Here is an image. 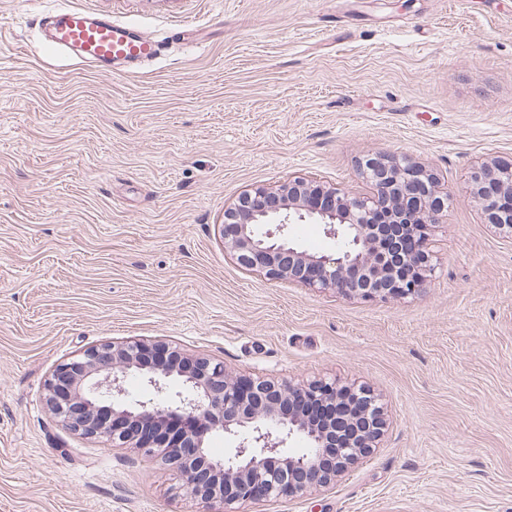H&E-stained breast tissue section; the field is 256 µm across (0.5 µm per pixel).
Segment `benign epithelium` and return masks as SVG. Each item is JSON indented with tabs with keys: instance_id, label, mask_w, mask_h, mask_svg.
<instances>
[{
	"instance_id": "1",
	"label": "benign epithelium",
	"mask_w": 512,
	"mask_h": 512,
	"mask_svg": "<svg viewBox=\"0 0 512 512\" xmlns=\"http://www.w3.org/2000/svg\"><path fill=\"white\" fill-rule=\"evenodd\" d=\"M362 171L370 196L295 177L276 189L254 187L224 210V251L239 265L275 281L364 299L407 298L432 275L431 228L447 211L448 192L434 173L393 156L368 157ZM470 202L487 223L512 234V163L482 162L470 174ZM322 224L330 251L311 253L290 242V224ZM136 376L150 397L134 398ZM181 389L171 391L170 381ZM336 382L303 384L237 376L224 362L189 357L163 342L103 344L56 365L46 384L48 410L70 430L114 446L158 456L181 475L180 491L203 512L235 504L303 496L326 487L369 457L386 419L377 394L336 410ZM333 412L318 423L310 407ZM231 448L211 457L210 437Z\"/></svg>"
}]
</instances>
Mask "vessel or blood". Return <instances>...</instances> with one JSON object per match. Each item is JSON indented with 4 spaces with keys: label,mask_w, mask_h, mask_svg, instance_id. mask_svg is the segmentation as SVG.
Listing matches in <instances>:
<instances>
[{
    "label": "vessel or blood",
    "mask_w": 512,
    "mask_h": 512,
    "mask_svg": "<svg viewBox=\"0 0 512 512\" xmlns=\"http://www.w3.org/2000/svg\"><path fill=\"white\" fill-rule=\"evenodd\" d=\"M44 48L65 54L72 62L111 71H123L155 59L158 41L147 38L135 25L111 16L67 5L40 20Z\"/></svg>",
    "instance_id": "b4317fda"
}]
</instances>
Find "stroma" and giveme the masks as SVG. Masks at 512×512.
<instances>
[{
	"label": "stroma",
	"instance_id": "stroma-1",
	"mask_svg": "<svg viewBox=\"0 0 512 512\" xmlns=\"http://www.w3.org/2000/svg\"><path fill=\"white\" fill-rule=\"evenodd\" d=\"M72 2L163 53L76 68L39 44L54 0H0V512H199L169 465L46 408L59 362L138 339L380 396L370 458L245 512H512V237L468 200L476 162L512 161V0ZM371 153L448 190L423 292L366 301L225 254L245 190L367 194Z\"/></svg>",
	"mask_w": 512,
	"mask_h": 512
}]
</instances>
